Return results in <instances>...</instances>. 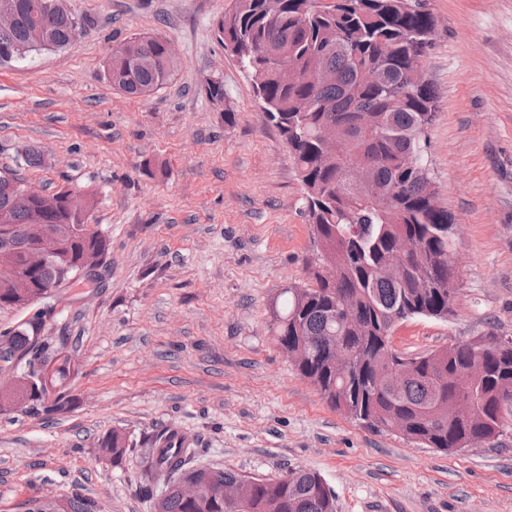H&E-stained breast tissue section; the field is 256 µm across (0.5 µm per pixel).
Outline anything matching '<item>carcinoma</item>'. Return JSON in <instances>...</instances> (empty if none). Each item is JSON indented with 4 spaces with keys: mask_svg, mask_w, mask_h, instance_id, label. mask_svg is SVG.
<instances>
[{
    "mask_svg": "<svg viewBox=\"0 0 512 512\" xmlns=\"http://www.w3.org/2000/svg\"><path fill=\"white\" fill-rule=\"evenodd\" d=\"M13 26L0 28V64L14 61L11 50H37L34 32L41 0H13ZM413 0H227L217 34L251 76L267 120L279 131L304 188L316 258L310 281L283 289L271 306L274 340L326 402L366 429L387 433L406 423L403 437L428 448L457 453L482 443L498 430L497 445L512 431L501 414L497 383L512 376V339L489 330L422 355L389 347L393 328L415 316L446 319L453 314L458 275L454 259L455 222L439 201L425 162L427 132L438 96L433 83L414 84L410 74L431 47L434 29L427 2ZM88 20L69 6L56 13L41 42L63 48ZM138 54L119 45L107 64L111 85L131 97H147L173 76L176 58L169 39L139 37ZM291 66L298 81L281 80ZM379 68L373 81L368 70ZM329 70L333 79H318ZM336 131L339 150L323 152L322 131ZM361 154L369 167L357 171L348 157ZM32 204L12 209V238L23 245L20 226ZM409 238L415 248L401 251ZM86 251L101 258L107 241L95 229L66 239L69 274ZM63 267L50 260L33 275L35 286L56 281ZM354 300L357 321L347 324L337 303ZM34 318L3 334L0 358L15 359L30 375L57 347L40 337ZM341 348L355 357L350 377L333 373L331 360ZM408 366L391 386L393 366ZM471 372L461 389L458 372ZM464 397L467 421L442 419V405ZM68 409L57 397L30 396L25 412L38 416ZM163 430L149 436L139 458L141 489L154 512H336L335 497L316 472L295 468L278 479H255L249 500L231 505L204 485L196 498L177 487L182 477L206 476L224 484L243 479L221 468H191L199 453L191 441L174 450L160 445ZM99 451L120 464L129 448L116 430L98 441ZM97 503L69 496L70 512H96Z\"/></svg>",
    "mask_w": 512,
    "mask_h": 512,
    "instance_id": "cac0c4a2",
    "label": "carcinoma"
}]
</instances>
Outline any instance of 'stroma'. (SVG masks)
Returning a JSON list of instances; mask_svg holds the SVG:
<instances>
[{"label":"stroma","mask_w":512,"mask_h":512,"mask_svg":"<svg viewBox=\"0 0 512 512\" xmlns=\"http://www.w3.org/2000/svg\"><path fill=\"white\" fill-rule=\"evenodd\" d=\"M90 22L64 49L0 65V171L53 193L92 194L107 239L97 287L0 308V333L40 315L68 358L52 392L65 413L0 411V512L78 492L102 512H153L140 489L144 437L175 423L193 466L278 478L319 473L336 512H512V438L452 455L357 426L331 408L273 339L278 293L307 280L302 186L253 85L218 41L227 0H69ZM424 60L438 92L426 160L457 224L448 319L393 331L407 355L495 329L512 337V0H428ZM166 35L170 82L146 99L114 89L117 45ZM224 85V98L205 87ZM43 162L29 167L26 151ZM119 430L121 465L97 441Z\"/></svg>","instance_id":"35a3bbf8"}]
</instances>
